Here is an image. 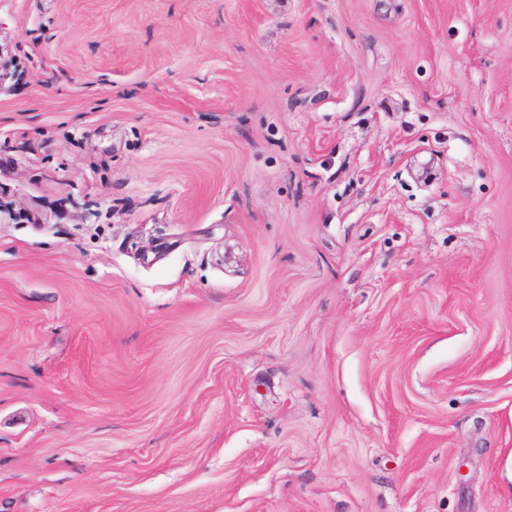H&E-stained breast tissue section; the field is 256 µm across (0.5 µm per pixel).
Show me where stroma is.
<instances>
[{
	"label": "stroma",
	"mask_w": 512,
	"mask_h": 512,
	"mask_svg": "<svg viewBox=\"0 0 512 512\" xmlns=\"http://www.w3.org/2000/svg\"><path fill=\"white\" fill-rule=\"evenodd\" d=\"M0 512H512V0H0Z\"/></svg>",
	"instance_id": "1"
}]
</instances>
